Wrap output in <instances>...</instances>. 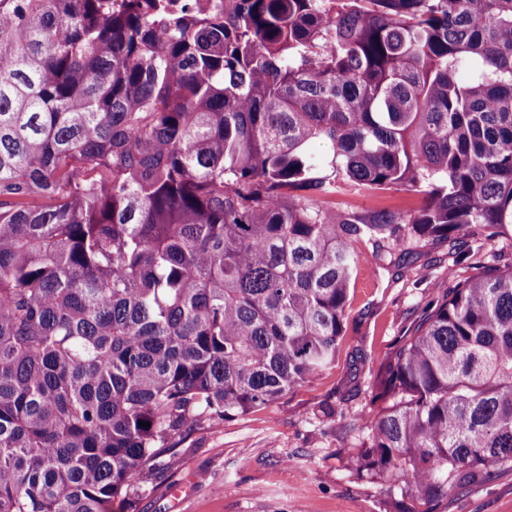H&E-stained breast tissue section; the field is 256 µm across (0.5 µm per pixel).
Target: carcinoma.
Returning <instances> with one entry per match:
<instances>
[{
    "label": "carcinoma",
    "instance_id": "carcinoma-1",
    "mask_svg": "<svg viewBox=\"0 0 512 512\" xmlns=\"http://www.w3.org/2000/svg\"><path fill=\"white\" fill-rule=\"evenodd\" d=\"M471 228L512 238V0H0V512H112L332 366L355 244L463 264ZM371 404L387 512L512 468V265L446 289ZM336 202L342 203L341 206L343 207H353L362 210L378 206H390L403 209L411 207L414 204L415 199L404 193H394L385 199H379L364 192L337 195Z\"/></svg>",
    "mask_w": 512,
    "mask_h": 512
}]
</instances>
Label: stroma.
Wrapping results in <instances>:
<instances>
[{"mask_svg":"<svg viewBox=\"0 0 512 512\" xmlns=\"http://www.w3.org/2000/svg\"><path fill=\"white\" fill-rule=\"evenodd\" d=\"M471 272L437 240L423 241L401 271L359 266L335 367L264 408L176 438L172 459L135 483L136 512H385L387 485L356 472L357 417L394 344ZM444 512H512V470L455 490Z\"/></svg>","mask_w":512,"mask_h":512,"instance_id":"stroma-1","label":"stroma"}]
</instances>
